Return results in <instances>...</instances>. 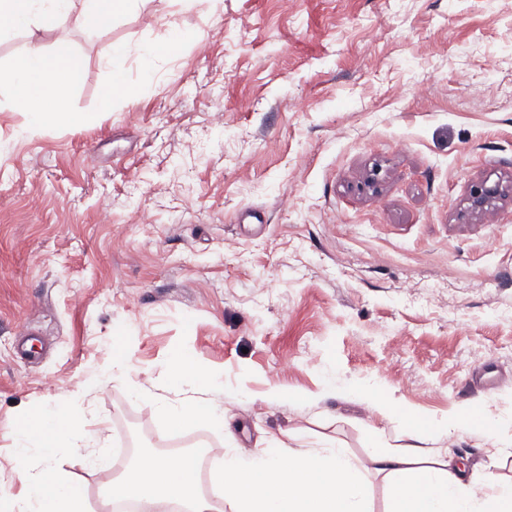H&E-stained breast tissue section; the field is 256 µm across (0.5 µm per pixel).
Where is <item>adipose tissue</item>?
I'll list each match as a JSON object with an SVG mask.
<instances>
[{
  "label": "adipose tissue",
  "mask_w": 512,
  "mask_h": 512,
  "mask_svg": "<svg viewBox=\"0 0 512 512\" xmlns=\"http://www.w3.org/2000/svg\"><path fill=\"white\" fill-rule=\"evenodd\" d=\"M73 5L74 0H0V32L52 27ZM81 79V65L64 45L49 56L39 45H31L11 69L0 70V85L12 87L32 129L64 118L87 122V114L65 110L67 91ZM167 371L192 391L169 411L172 424L202 418L222 422V415L200 398L211 388L212 374L185 354L176 355ZM373 405L381 416L400 418L407 437L406 444L373 452L380 471L393 478L388 512H512V481L492 475L478 482L465 478L449 449L421 446L422 437L432 431L430 421L406 413L385 397L374 398ZM15 435L21 458L38 454L47 466L42 473L26 475L27 498L8 500L5 512H88L83 489L63 483L49 464L52 449L92 443L83 422L54 411L39 418L30 414L17 422ZM220 479L235 502V512H374L370 483L337 448L292 449L281 444L259 457L234 453L225 458ZM112 497L139 503L140 512H166L172 502L182 504L185 512L213 509L199 493L190 454L177 464L164 456L141 457L113 481Z\"/></svg>",
  "instance_id": "1"
}]
</instances>
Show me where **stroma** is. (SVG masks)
<instances>
[{"mask_svg": "<svg viewBox=\"0 0 512 512\" xmlns=\"http://www.w3.org/2000/svg\"><path fill=\"white\" fill-rule=\"evenodd\" d=\"M177 29L143 79L139 49ZM34 43L73 51L67 108L96 119L27 129L0 86V494L43 467L19 460L16 420L64 409L99 434L92 462H53L92 506L129 466L130 413L203 440L214 468L280 441L341 448L386 512L371 451L403 426L358 386L437 421L487 404L497 442L428 445L512 478V0H138L98 28L75 0L54 27L0 33V69ZM116 43L132 54L104 112ZM482 181L506 193L474 214ZM179 353L220 377L223 426H167ZM274 386L309 399L269 402Z\"/></svg>", "mask_w": 512, "mask_h": 512, "instance_id": "stroma-1", "label": "stroma"}]
</instances>
